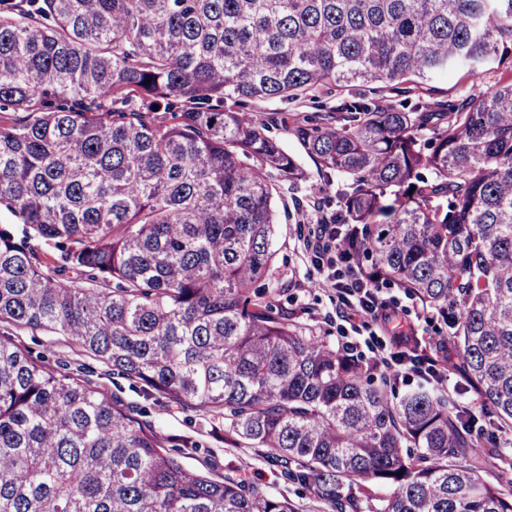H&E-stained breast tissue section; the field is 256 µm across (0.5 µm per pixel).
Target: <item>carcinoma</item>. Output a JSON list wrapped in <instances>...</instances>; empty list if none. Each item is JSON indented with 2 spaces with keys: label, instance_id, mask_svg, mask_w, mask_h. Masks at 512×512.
Segmentation results:
<instances>
[{
  "label": "carcinoma",
  "instance_id": "carcinoma-1",
  "mask_svg": "<svg viewBox=\"0 0 512 512\" xmlns=\"http://www.w3.org/2000/svg\"><path fill=\"white\" fill-rule=\"evenodd\" d=\"M512 61V0H0V326L75 342L160 406L224 421L322 512H512V81L294 121L337 179L345 276L445 332L477 414L276 313L275 205L305 178L249 112ZM53 245L40 252L36 242ZM399 361L438 380L413 330ZM86 378L0 338V512H293Z\"/></svg>",
  "mask_w": 512,
  "mask_h": 512
}]
</instances>
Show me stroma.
I'll use <instances>...</instances> for the list:
<instances>
[{
	"mask_svg": "<svg viewBox=\"0 0 512 512\" xmlns=\"http://www.w3.org/2000/svg\"><path fill=\"white\" fill-rule=\"evenodd\" d=\"M271 134L296 157L307 178L295 189L287 191L278 203L273 239L274 266L267 281L269 300L292 308L300 323L316 333H330L336 344L352 347L374 359L390 358L393 345L381 324L369 317L351 316L348 306L339 300L335 289L314 282L316 270L306 243L310 226L297 223L293 212L298 207L311 210L316 200L335 202V186L319 178L315 162L290 132L276 127ZM377 298L401 326L414 328L419 339L433 337L434 325L427 321L416 300L394 288L379 290ZM12 338L33 353L47 355L48 365L54 372L72 375L85 370L93 383L107 388L112 385L110 370L65 337L45 331L17 330ZM151 422L162 434H188L198 441V448L186 449L183 456L188 468L208 472L218 478L227 472L236 473L272 496L287 499L294 512H316L312 497L295 485L286 483L279 468L263 458L258 449L228 447L203 416L171 403L155 409Z\"/></svg>",
	"mask_w": 512,
	"mask_h": 512,
	"instance_id": "1",
	"label": "stroma"
}]
</instances>
